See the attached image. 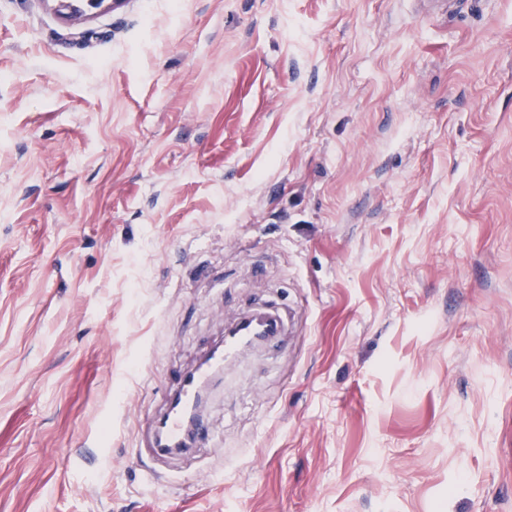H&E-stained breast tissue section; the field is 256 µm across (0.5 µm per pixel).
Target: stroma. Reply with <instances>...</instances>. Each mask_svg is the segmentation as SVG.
I'll return each mask as SVG.
<instances>
[{
	"label": "stroma",
	"instance_id": "1",
	"mask_svg": "<svg viewBox=\"0 0 512 512\" xmlns=\"http://www.w3.org/2000/svg\"><path fill=\"white\" fill-rule=\"evenodd\" d=\"M0 512H512V0H0ZM207 376L203 373L188 372L176 378L177 392L181 402L178 407L171 403L166 411L155 422L149 440V448L156 456L186 452L197 442L209 438V430L196 410V398L201 385ZM191 426V444L185 447L190 438L185 436L186 425Z\"/></svg>",
	"mask_w": 512,
	"mask_h": 512
}]
</instances>
